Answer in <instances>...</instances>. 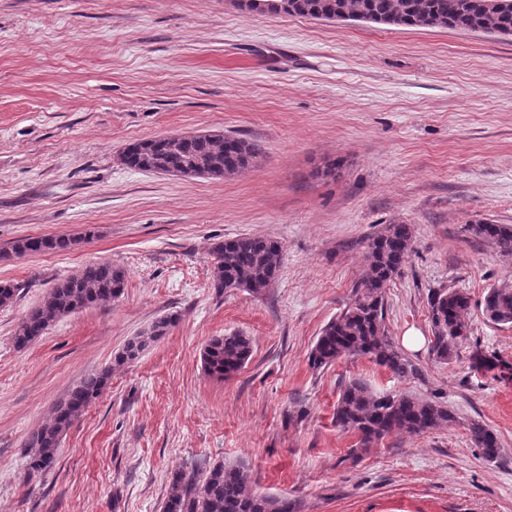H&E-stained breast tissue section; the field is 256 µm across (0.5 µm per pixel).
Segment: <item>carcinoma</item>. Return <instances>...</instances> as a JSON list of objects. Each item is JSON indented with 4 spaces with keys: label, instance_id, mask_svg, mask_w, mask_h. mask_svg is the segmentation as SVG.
Returning a JSON list of instances; mask_svg holds the SVG:
<instances>
[{
    "label": "carcinoma",
    "instance_id": "1",
    "mask_svg": "<svg viewBox=\"0 0 512 512\" xmlns=\"http://www.w3.org/2000/svg\"><path fill=\"white\" fill-rule=\"evenodd\" d=\"M284 13L319 21L372 22L390 26L452 28L470 32L512 36V0H283ZM262 146L221 132L156 136L125 146L121 163L133 170L172 176L192 172L202 178L222 180L257 165ZM467 229L485 238L504 255H512V224L478 222ZM79 239L65 235L34 236L17 240L0 260L28 253L69 249ZM412 248L409 224H388L367 239L366 269L353 288L351 302L329 320L309 353L315 369L331 366L346 354L366 355L394 376L420 377L421 370L408 360L388 336L385 323V288L398 276ZM281 244L266 237H237L219 241L214 257L212 287L217 293L243 289L263 294L277 278ZM126 272L107 261L84 265L77 273L58 280L43 302L24 318L12 336L24 348L42 336L55 321L123 294ZM435 360L450 361L471 334L469 298L455 289L440 288L428 298ZM484 313L494 324L512 325V285L489 288ZM177 321L167 315L148 330L129 340L115 355L118 366L136 361L150 343L166 335ZM252 352L251 338L228 333L209 340L201 353L205 372L223 379L240 371ZM112 375L106 368L88 375L71 389L52 418L34 431L26 444L30 468H49L63 434L102 393ZM336 426L359 436L358 450L373 447L384 437L400 432L426 433L456 421L447 406L409 394L377 393L361 379L351 378L341 387L335 414ZM468 436L483 459L493 462L501 448L494 432L483 422L468 424ZM163 512H298V504L286 497L257 492L242 464L191 466L170 478Z\"/></svg>",
    "mask_w": 512,
    "mask_h": 512
}]
</instances>
